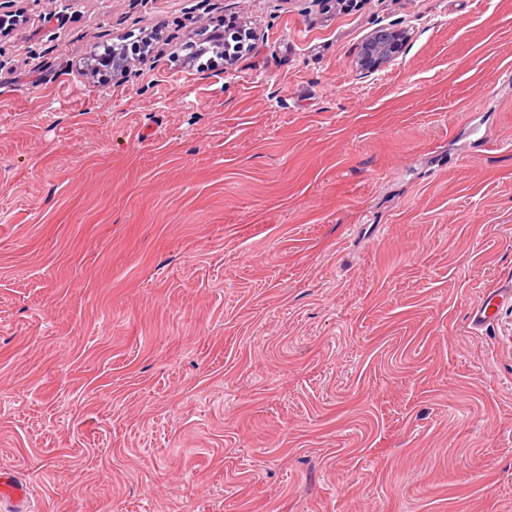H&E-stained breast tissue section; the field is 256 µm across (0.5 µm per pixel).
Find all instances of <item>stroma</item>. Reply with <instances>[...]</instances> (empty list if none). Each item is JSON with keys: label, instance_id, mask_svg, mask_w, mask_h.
I'll use <instances>...</instances> for the list:
<instances>
[{"label": "stroma", "instance_id": "35a3bbf8", "mask_svg": "<svg viewBox=\"0 0 512 512\" xmlns=\"http://www.w3.org/2000/svg\"><path fill=\"white\" fill-rule=\"evenodd\" d=\"M0 6V468L42 512H512V0ZM230 18L249 55L175 61ZM402 36L400 31H392L388 36H383L380 31L371 34L363 45L356 67L378 72L394 65L400 55Z\"/></svg>", "mask_w": 512, "mask_h": 512}]
</instances>
